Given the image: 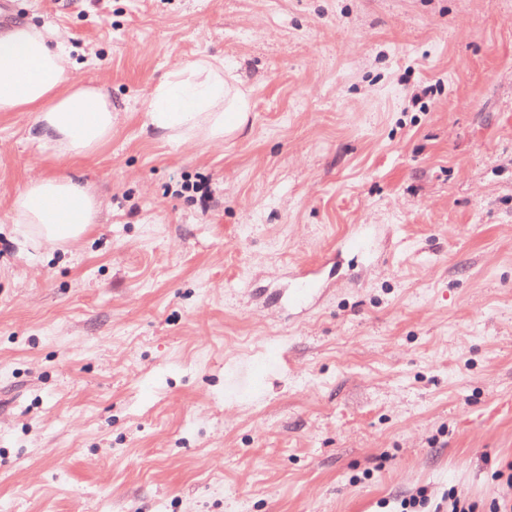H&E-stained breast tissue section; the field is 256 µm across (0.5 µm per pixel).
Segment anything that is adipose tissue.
<instances>
[{"label": "adipose tissue", "instance_id": "ef3b65f1", "mask_svg": "<svg viewBox=\"0 0 512 512\" xmlns=\"http://www.w3.org/2000/svg\"><path fill=\"white\" fill-rule=\"evenodd\" d=\"M70 50L53 29L20 24L0 35V112H30L39 141L61 157L83 156L112 136V102L70 81ZM250 91L202 54L174 68L151 93L147 123L175 144L220 142L244 132ZM97 197L67 175L30 178L17 195L16 223L34 245L77 241L96 220Z\"/></svg>", "mask_w": 512, "mask_h": 512}]
</instances>
